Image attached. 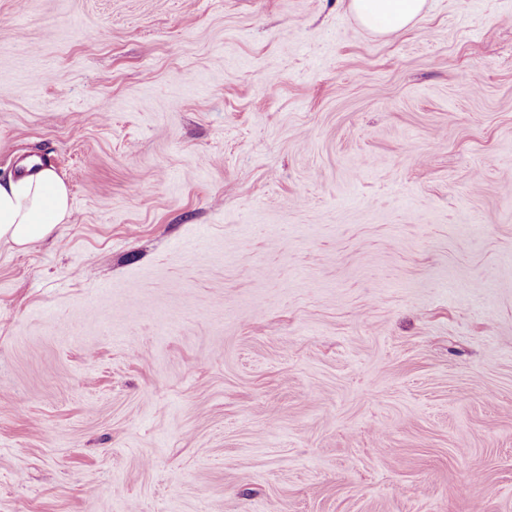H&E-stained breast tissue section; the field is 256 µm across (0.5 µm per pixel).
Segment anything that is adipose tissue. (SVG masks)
I'll return each instance as SVG.
<instances>
[{"label":"adipose tissue","mask_w":512,"mask_h":512,"mask_svg":"<svg viewBox=\"0 0 512 512\" xmlns=\"http://www.w3.org/2000/svg\"><path fill=\"white\" fill-rule=\"evenodd\" d=\"M426 0H350L362 26L378 36H391L415 25ZM69 191L50 168L0 182V243L24 250L53 234L70 217Z\"/></svg>","instance_id":"adipose-tissue-1"}]
</instances>
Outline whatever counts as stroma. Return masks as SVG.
Masks as SVG:
<instances>
[{"mask_svg":"<svg viewBox=\"0 0 512 512\" xmlns=\"http://www.w3.org/2000/svg\"><path fill=\"white\" fill-rule=\"evenodd\" d=\"M348 3L0 0V512H512V0ZM427 0H350L349 8L362 26L377 36H391L415 25ZM70 214L68 188L52 168L0 182V243L25 250L51 236Z\"/></svg>","mask_w":512,"mask_h":512,"instance_id":"1","label":"stroma"}]
</instances>
